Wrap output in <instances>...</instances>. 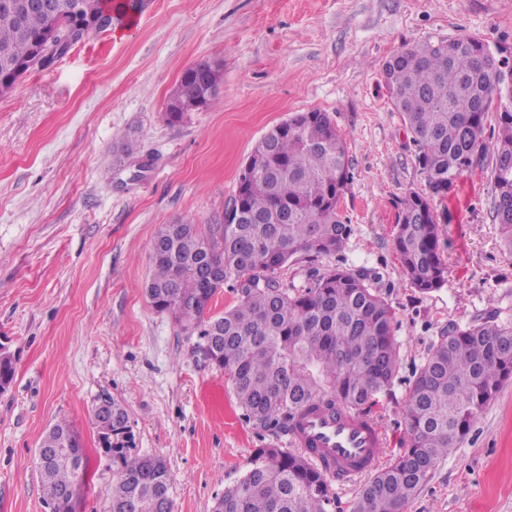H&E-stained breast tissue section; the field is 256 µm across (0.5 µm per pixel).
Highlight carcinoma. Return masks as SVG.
<instances>
[{
  "instance_id": "carcinoma-1",
  "label": "carcinoma",
  "mask_w": 512,
  "mask_h": 512,
  "mask_svg": "<svg viewBox=\"0 0 512 512\" xmlns=\"http://www.w3.org/2000/svg\"><path fill=\"white\" fill-rule=\"evenodd\" d=\"M85 14L107 17L106 29L140 11L142 0H80ZM48 25L38 0H0V94ZM221 78L200 70L172 95L168 119L177 122L217 93ZM384 82L396 112L413 135L415 160L428 192L400 201L394 248L401 276L421 294L440 289L448 266L439 250L440 227L432 200H444L458 178L492 162L491 218L512 256V81L480 39H427L394 55ZM495 112L497 136L486 139ZM351 178L346 142L331 116L298 112L270 130L249 155L237 194L222 224L208 231L190 221L167 224V246L151 252L146 285L152 306L195 337L191 352L224 372L245 418L265 443L250 467L216 498L212 512H332V483L310 466L303 448H285L302 416L347 412L363 424L390 391L399 371L395 314L379 279L364 269L311 268L307 281L287 285L279 273L299 261L340 256L352 233L339 204ZM236 303L211 313L224 287ZM193 300L192 308L184 302ZM512 380V322L489 314L448 323L412 372L405 447L376 465L361 486L352 512H404L430 481L438 463L469 433L483 409ZM96 424L112 453L110 508L162 512L158 491L171 488L157 457L133 452L125 409ZM77 430L60 420L39 447L53 449L37 461L44 492L82 490L83 447Z\"/></svg>"
}]
</instances>
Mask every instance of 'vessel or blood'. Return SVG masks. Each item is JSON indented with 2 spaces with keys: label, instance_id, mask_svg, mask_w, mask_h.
I'll use <instances>...</instances> for the list:
<instances>
[{
  "label": "vessel or blood",
  "instance_id": "b4317fda",
  "mask_svg": "<svg viewBox=\"0 0 512 512\" xmlns=\"http://www.w3.org/2000/svg\"><path fill=\"white\" fill-rule=\"evenodd\" d=\"M296 436L303 446L314 448L321 471L335 469L348 478L365 473L377 461L376 450L382 445L377 428L352 418L332 419L320 414L304 417Z\"/></svg>",
  "mask_w": 512,
  "mask_h": 512
}]
</instances>
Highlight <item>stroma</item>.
<instances>
[{"label":"stroma","mask_w":512,"mask_h":512,"mask_svg":"<svg viewBox=\"0 0 512 512\" xmlns=\"http://www.w3.org/2000/svg\"><path fill=\"white\" fill-rule=\"evenodd\" d=\"M464 35L512 49V0H143L132 28L87 36L0 96V349L15 367L0 391V512H50L35 449L61 419L84 444L78 512H109L112 455L91 419L104 396L126 409L136 453L164 460L175 512H212L246 472L261 441L223 372L150 304L149 244L167 224L223 220L254 145L297 112L329 113L347 142L344 263L379 273L395 310L400 379L373 414L387 453L404 447V379L441 328L492 310L512 321L490 164L443 201L440 290L403 280L394 249L400 201L425 180L383 68ZM200 61L222 73L216 96L169 121ZM405 512H512V381Z\"/></svg>","instance_id":"stroma-1"}]
</instances>
